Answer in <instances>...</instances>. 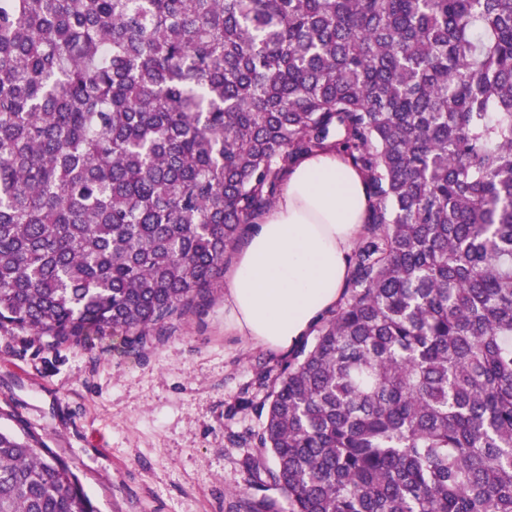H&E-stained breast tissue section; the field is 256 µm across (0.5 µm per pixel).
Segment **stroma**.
<instances>
[{"instance_id":"1","label":"stroma","mask_w":512,"mask_h":512,"mask_svg":"<svg viewBox=\"0 0 512 512\" xmlns=\"http://www.w3.org/2000/svg\"><path fill=\"white\" fill-rule=\"evenodd\" d=\"M224 291L162 341L83 346L0 334V426L73 465L99 512H233L244 439L286 357L224 329Z\"/></svg>"}]
</instances>
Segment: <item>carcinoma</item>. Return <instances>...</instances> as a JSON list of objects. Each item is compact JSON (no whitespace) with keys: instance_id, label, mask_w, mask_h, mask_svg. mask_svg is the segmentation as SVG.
Segmentation results:
<instances>
[{"instance_id":"cac0c4a2","label":"carcinoma","mask_w":512,"mask_h":512,"mask_svg":"<svg viewBox=\"0 0 512 512\" xmlns=\"http://www.w3.org/2000/svg\"><path fill=\"white\" fill-rule=\"evenodd\" d=\"M376 200L234 512H512V0H0V331L206 303L294 158ZM0 512H98L0 428Z\"/></svg>"}]
</instances>
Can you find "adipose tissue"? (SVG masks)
<instances>
[{"label": "adipose tissue", "instance_id": "1", "mask_svg": "<svg viewBox=\"0 0 512 512\" xmlns=\"http://www.w3.org/2000/svg\"><path fill=\"white\" fill-rule=\"evenodd\" d=\"M373 200L362 173L332 150L302 157L251 224L227 274L231 326L285 353L337 306Z\"/></svg>", "mask_w": 512, "mask_h": 512}]
</instances>
